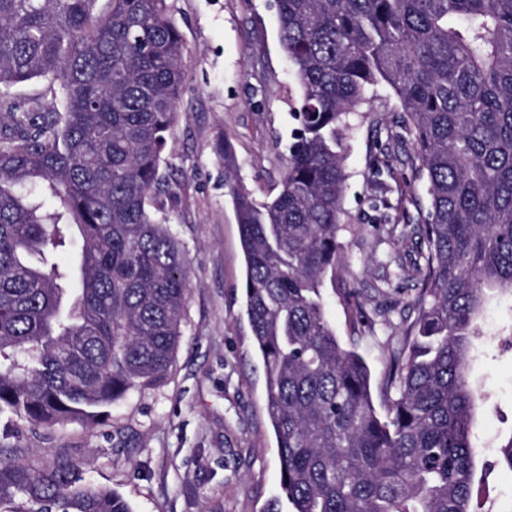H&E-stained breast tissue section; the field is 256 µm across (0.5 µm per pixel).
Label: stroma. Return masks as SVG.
<instances>
[{
	"mask_svg": "<svg viewBox=\"0 0 512 512\" xmlns=\"http://www.w3.org/2000/svg\"><path fill=\"white\" fill-rule=\"evenodd\" d=\"M184 38L185 85L162 153L167 187L154 218L178 238L191 272L183 336L167 378L131 393L107 417L31 433L18 423V460L70 458L85 482L120 494L132 512H293L280 486L277 441L264 401V367L244 305L245 258L217 146L229 142L239 182L260 202L281 189L298 86L281 50L276 0H168ZM405 117L378 86L343 130L348 175L338 232L341 262L323 295L341 344L363 356L378 412L390 359L416 313L401 270L412 242L399 232L427 209L424 180L400 161L378 166L376 132ZM470 374L486 396L475 444L487 465L480 512H512V472L495 464L512 435V300L493 304Z\"/></svg>",
	"mask_w": 512,
	"mask_h": 512,
	"instance_id": "obj_1",
	"label": "stroma"
}]
</instances>
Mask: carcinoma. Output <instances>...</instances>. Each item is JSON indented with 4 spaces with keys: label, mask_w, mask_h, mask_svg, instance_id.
I'll return each mask as SVG.
<instances>
[{
    "label": "carcinoma",
    "mask_w": 512,
    "mask_h": 512,
    "mask_svg": "<svg viewBox=\"0 0 512 512\" xmlns=\"http://www.w3.org/2000/svg\"><path fill=\"white\" fill-rule=\"evenodd\" d=\"M299 86L279 194L224 170L245 256L246 314L294 512H477L467 357L486 291L512 296V0H277ZM168 0H0V417L94 424L163 382L190 271L150 202L185 76ZM40 79L43 90L11 89ZM408 116L385 149L427 184L413 329L372 400L322 287L341 261V130L375 86ZM64 102V111L51 105ZM64 213H43V197ZM81 242L77 261L53 254ZM497 463L512 473V434ZM131 512L67 458L0 444V512Z\"/></svg>",
    "instance_id": "carcinoma-1"
}]
</instances>
